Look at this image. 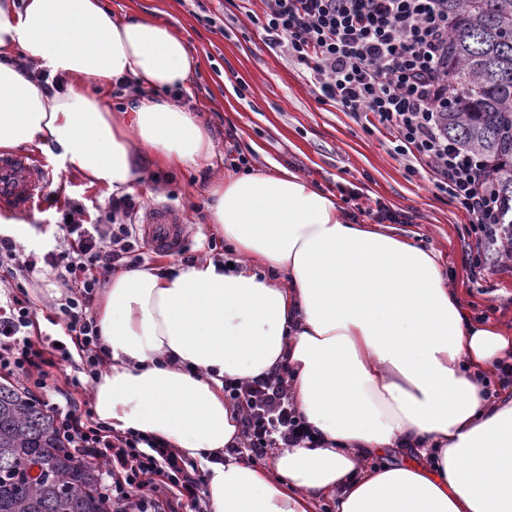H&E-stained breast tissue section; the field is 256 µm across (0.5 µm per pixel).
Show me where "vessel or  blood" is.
Instances as JSON below:
<instances>
[{"mask_svg":"<svg viewBox=\"0 0 512 512\" xmlns=\"http://www.w3.org/2000/svg\"><path fill=\"white\" fill-rule=\"evenodd\" d=\"M52 180V173L39 170L27 155L0 154V208L29 209ZM143 226L144 237L153 249L163 252L178 248V220L168 206H154Z\"/></svg>","mask_w":512,"mask_h":512,"instance_id":"obj_1","label":"vessel or blood"}]
</instances>
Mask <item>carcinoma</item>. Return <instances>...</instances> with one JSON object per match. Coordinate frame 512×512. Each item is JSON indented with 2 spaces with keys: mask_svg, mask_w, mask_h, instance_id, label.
<instances>
[{
  "mask_svg": "<svg viewBox=\"0 0 512 512\" xmlns=\"http://www.w3.org/2000/svg\"><path fill=\"white\" fill-rule=\"evenodd\" d=\"M448 137L481 155L512 203V0H446ZM38 470L24 492L11 473ZM102 473L68 451L53 416L0 383V512H112Z\"/></svg>",
  "mask_w": 512,
  "mask_h": 512,
  "instance_id": "carcinoma-1",
  "label": "carcinoma"
}]
</instances>
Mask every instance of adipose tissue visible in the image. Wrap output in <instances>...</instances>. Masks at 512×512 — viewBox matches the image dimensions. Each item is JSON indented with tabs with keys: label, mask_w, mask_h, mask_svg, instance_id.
<instances>
[{
	"label": "adipose tissue",
	"mask_w": 512,
	"mask_h": 512,
	"mask_svg": "<svg viewBox=\"0 0 512 512\" xmlns=\"http://www.w3.org/2000/svg\"><path fill=\"white\" fill-rule=\"evenodd\" d=\"M22 51L64 91L5 60ZM199 67L167 24L115 21L103 0H0V151L49 154L91 185L129 191L146 164L202 167L211 139L169 92ZM153 95L112 112L99 90ZM209 219L238 255L178 268H119L95 315L108 362L93 390L112 430L158 438L198 461L211 512H512V398L487 385L512 328L472 318L436 255L355 224L299 175L216 179ZM317 448L268 467L224 460L239 435L224 381L280 361ZM398 452L380 467L370 460Z\"/></svg>",
	"instance_id": "adipose-tissue-1"
}]
</instances>
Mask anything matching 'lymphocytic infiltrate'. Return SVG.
<instances>
[{
  "instance_id": "1",
  "label": "lymphocytic infiltrate",
  "mask_w": 512,
  "mask_h": 512,
  "mask_svg": "<svg viewBox=\"0 0 512 512\" xmlns=\"http://www.w3.org/2000/svg\"><path fill=\"white\" fill-rule=\"evenodd\" d=\"M248 11L264 32L266 47L308 75L322 104L337 105L354 121L385 130L395 152L411 171H423L449 201L471 219L476 250L471 280L484 262H512V215L483 160L450 141L440 114L448 101V12L444 0H259ZM67 246L43 257L19 258L14 241L0 236V273L54 270L68 295L59 317L81 358L87 384L97 382L103 358L91 306L100 277L119 266L139 267L143 247L134 224L63 222ZM36 313L25 295L0 303V372L31 377L45 386L46 370L68 359L64 346L33 341ZM287 365L250 381H225L224 395L240 412V436L233 455L263 457L275 448H293L317 439L288 396ZM56 425L79 458L102 463L104 493L113 512H174L177 503L199 505L203 481L194 462L164 443L133 432L120 433L92 413L67 410Z\"/></svg>"
}]
</instances>
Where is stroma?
<instances>
[{"label": "stroma", "instance_id": "1", "mask_svg": "<svg viewBox=\"0 0 512 512\" xmlns=\"http://www.w3.org/2000/svg\"><path fill=\"white\" fill-rule=\"evenodd\" d=\"M114 19L150 15L167 23L197 49L200 67L189 89L176 92L182 107L198 112L211 130L212 165L195 169L160 168L147 171L134 195L144 203L132 223L142 224L146 208L167 204L182 224V254L153 253L150 263L166 261L179 266L184 256L230 261L226 250H210L215 233L208 222L207 189L214 173H230L225 160L229 147H237L252 165L282 166L316 184L334 197L341 212L356 224L380 228L439 253L446 273L462 286V300L485 321L512 325V267L488 260L480 283L468 280L467 252L474 247L470 219L435 188L424 173L408 171L387 135L364 128L337 108L315 101L299 66L266 47L262 31L242 10L218 6L208 0L207 11L218 13L216 25L204 21L193 0H105ZM61 187L49 188L32 210L20 213L36 240L21 246L22 255L43 256L63 244V214L81 224L97 223L113 195L89 186L78 174L61 172ZM356 202H348V195ZM382 203L402 214L399 224L376 220L364 207ZM24 285L37 312L39 329L31 338H52L70 343L64 324H51L47 316L57 309L63 289L50 268L30 275ZM81 361H59L47 374L51 402L66 408L68 399L91 402V394L73 387L71 378Z\"/></svg>", "mask_w": 512, "mask_h": 512}]
</instances>
